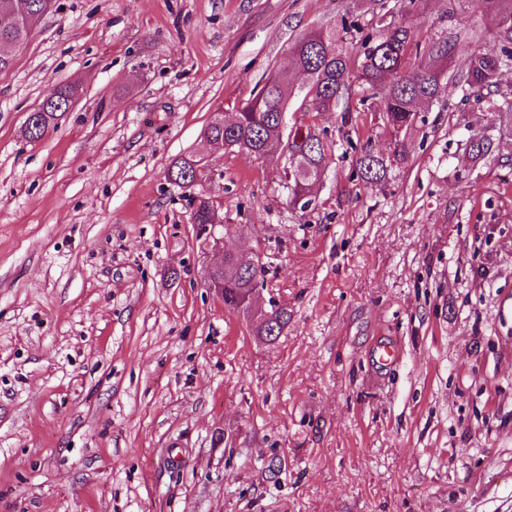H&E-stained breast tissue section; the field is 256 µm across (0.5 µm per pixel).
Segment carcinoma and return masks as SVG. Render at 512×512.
<instances>
[{"instance_id": "carcinoma-1", "label": "carcinoma", "mask_w": 512, "mask_h": 512, "mask_svg": "<svg viewBox=\"0 0 512 512\" xmlns=\"http://www.w3.org/2000/svg\"><path fill=\"white\" fill-rule=\"evenodd\" d=\"M19 0H0V42L25 44L30 29L18 22L14 13ZM479 10L489 17L497 28L502 46L497 55L473 53L466 71L446 75L439 63L448 60L457 40L427 41L417 39L418 24L400 23L371 32L363 40V60L354 66L343 37L334 25L310 32L297 39L290 48L292 67L303 73L309 81L310 105L315 112H329L348 92L353 77H358L385 102V121L393 132L400 133L412 127L419 104L430 102L441 93L444 79L463 88L489 89L496 84L500 70L512 67V0H477ZM429 58L413 70L404 68V60L410 48ZM291 83V71L279 70L264 83L258 94L238 109L235 122L224 126L212 117L204 134L213 141L224 139V152H253L260 156L288 152V189L290 202L305 210L312 204L313 186L319 173L328 164L329 150L325 139L314 129L306 128L300 141L282 139L281 113L288 106L287 92ZM75 84L55 86L32 112V121L26 125L31 138L41 136L50 126L57 124L67 112L70 103L78 97ZM499 144L489 135L470 140L466 150L471 159L484 162L495 155ZM388 167L384 159L367 148H361L356 156L353 176L370 186L383 183ZM200 176V167L192 156L177 159L168 169V180L179 188H190ZM193 219L208 224L214 208L205 197L193 198ZM265 274V266L243 268L230 255L224 260V298L235 300L246 296L257 287ZM286 308L272 311V320L258 325L257 335L272 342L281 335L290 322Z\"/></svg>"}]
</instances>
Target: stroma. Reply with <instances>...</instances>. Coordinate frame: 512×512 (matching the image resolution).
Here are the masks:
<instances>
[{"label": "stroma", "instance_id": "35a3bbf8", "mask_svg": "<svg viewBox=\"0 0 512 512\" xmlns=\"http://www.w3.org/2000/svg\"><path fill=\"white\" fill-rule=\"evenodd\" d=\"M417 17L459 37L449 72L500 51L475 0H54L0 73V512H512V69L447 85L399 162L381 98L356 80L312 112L294 74L288 124L331 150L306 210L287 156L200 137L298 37L352 20L359 58ZM64 83L77 105L29 139ZM485 133L499 156L477 164ZM363 144L392 163L381 186L351 176ZM192 152L184 190L167 172ZM226 249L261 257L260 304L292 315L276 341L206 287ZM496 138L490 135H483L473 138L467 143L466 150L475 163L484 162L495 155L499 144L495 142Z\"/></svg>", "mask_w": 512, "mask_h": 512}]
</instances>
